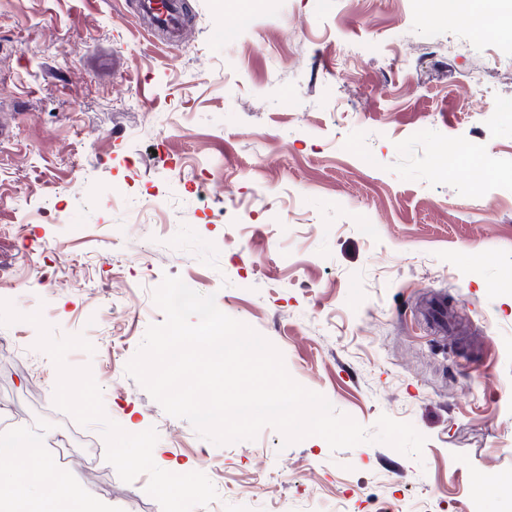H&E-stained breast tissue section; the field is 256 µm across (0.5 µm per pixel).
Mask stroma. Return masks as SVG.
I'll return each instance as SVG.
<instances>
[{"label": "stroma", "mask_w": 512, "mask_h": 512, "mask_svg": "<svg viewBox=\"0 0 512 512\" xmlns=\"http://www.w3.org/2000/svg\"><path fill=\"white\" fill-rule=\"evenodd\" d=\"M189 3L172 48L126 0H0V414L44 455L91 434L102 460L78 477L105 512H512V192L437 154L512 167V28L452 31L421 0ZM167 275L368 433L412 424L420 456L271 426L217 445L167 414L126 371ZM434 296L465 338L425 324ZM132 422L125 451L154 462L116 453Z\"/></svg>", "instance_id": "stroma-1"}]
</instances>
